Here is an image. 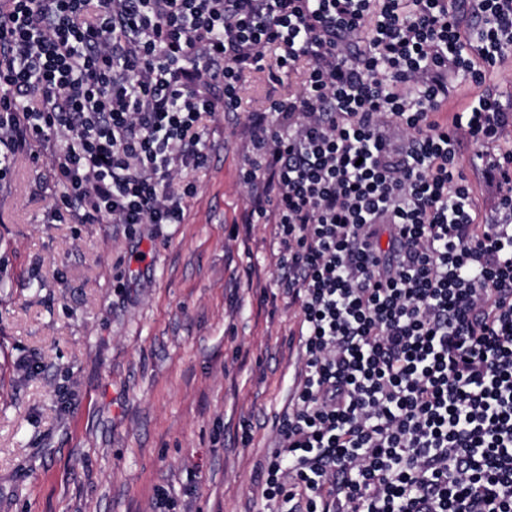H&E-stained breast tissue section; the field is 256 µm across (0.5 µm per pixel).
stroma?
<instances>
[{
  "label": "stroma",
  "instance_id": "1",
  "mask_svg": "<svg viewBox=\"0 0 512 512\" xmlns=\"http://www.w3.org/2000/svg\"><path fill=\"white\" fill-rule=\"evenodd\" d=\"M252 73L246 107L299 88ZM180 224H64L44 161L0 181V512H264L254 487L302 359L279 240L246 224L245 115L203 121ZM465 149L480 215L499 190Z\"/></svg>",
  "mask_w": 512,
  "mask_h": 512
}]
</instances>
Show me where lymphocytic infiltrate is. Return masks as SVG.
I'll return each mask as SVG.
<instances>
[{"label": "lymphocytic infiltrate", "instance_id": "1", "mask_svg": "<svg viewBox=\"0 0 512 512\" xmlns=\"http://www.w3.org/2000/svg\"><path fill=\"white\" fill-rule=\"evenodd\" d=\"M512 0H0V179L35 146L57 220L179 224L199 122L248 111V224L274 223L303 369L258 465L289 512H512ZM500 198L479 221L464 143ZM494 81L498 84L503 102H512V47L508 51L505 62L494 73ZM283 76L284 84L280 86L271 81L268 67L263 71L252 73L241 90V96L247 108H259L265 106L271 94L278 95L288 91V88L299 89L301 75L292 73L290 76ZM276 91V92H275Z\"/></svg>", "mask_w": 512, "mask_h": 512}]
</instances>
